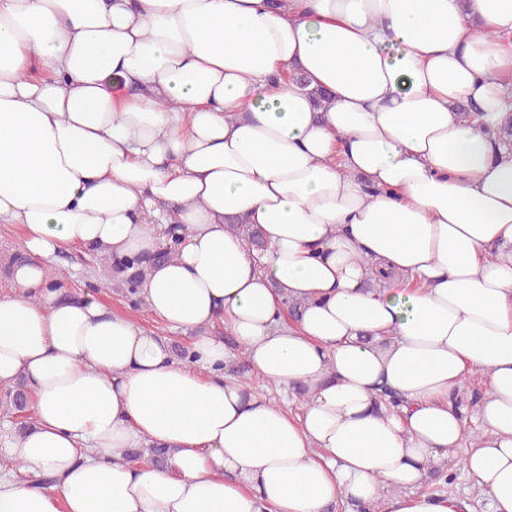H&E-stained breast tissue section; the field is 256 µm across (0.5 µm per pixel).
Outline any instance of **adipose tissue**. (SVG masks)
Segmentation results:
<instances>
[{"mask_svg": "<svg viewBox=\"0 0 512 512\" xmlns=\"http://www.w3.org/2000/svg\"><path fill=\"white\" fill-rule=\"evenodd\" d=\"M510 87L512 0H0V224L28 257L0 386L34 413L0 422V512H464L421 489L442 463L512 512ZM75 245L148 258L140 299L188 360L50 288ZM477 372L470 438L453 398ZM152 445L167 468L129 460ZM228 228L238 234L249 247H264L261 229L255 224H248L244 217H236L227 224ZM236 376L244 385L251 389L252 392L260 393L267 396L270 400H272V402L276 406L284 409L287 412L293 410V413H295L297 411V408L299 406L296 407V404L299 401V397L293 399L295 400V403L293 405H288V398H284L281 394H279V392L273 385L267 384L266 382L263 383L261 380L257 378H252V380H250L240 377L238 376V374H236Z\"/></svg>", "mask_w": 512, "mask_h": 512, "instance_id": "ef3b65f1", "label": "adipose tissue"}]
</instances>
